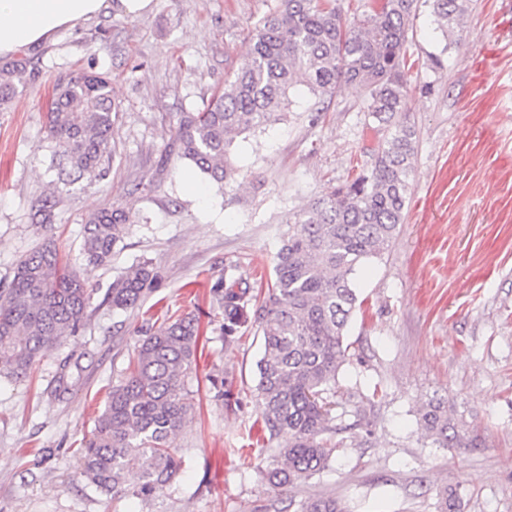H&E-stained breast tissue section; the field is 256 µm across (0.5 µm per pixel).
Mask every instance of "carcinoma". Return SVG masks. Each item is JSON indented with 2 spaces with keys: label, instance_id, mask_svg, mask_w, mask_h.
<instances>
[{
  "label": "carcinoma",
  "instance_id": "obj_1",
  "mask_svg": "<svg viewBox=\"0 0 512 512\" xmlns=\"http://www.w3.org/2000/svg\"><path fill=\"white\" fill-rule=\"evenodd\" d=\"M436 29L460 24L466 0H431ZM417 0H369L363 18L347 23L336 0H279L261 21L248 54L201 110L180 113L179 156L208 179L237 189L244 170L227 156L237 138L276 120L290 105L289 91L304 86L321 99L344 80L364 90L371 130L382 134L368 173L333 188L289 219L277 254L267 301L249 309L247 279L217 280L210 293L224 311V338L249 320L258 323L264 352L255 387L269 436L288 435L273 452L281 464L267 472L275 488H293L330 467L336 445L330 432L332 402L324 394L346 360L344 332L358 297L351 275L363 260L383 253L404 223L416 130L408 111L405 75L407 31ZM26 81L22 59L0 65V108ZM119 105L112 81L96 73L61 76L47 111L53 157L74 172L95 177L112 156ZM136 216L105 207L83 227L82 249L105 264ZM158 278L143 262L112 282L106 300L114 309L139 305ZM92 290L45 240L17 261L8 287L0 289V373L15 382L29 377L47 348L63 344L84 325ZM127 367L112 385L104 411L79 450L78 474L105 495L127 493L126 471L141 474L132 495L145 501L169 491L182 475V456L172 439L190 422L194 398L185 380L202 336L196 317L179 315L146 324ZM421 425L441 448L471 442L464 422L445 399L427 401ZM299 512H341L336 499L315 495Z\"/></svg>",
  "mask_w": 512,
  "mask_h": 512
}]
</instances>
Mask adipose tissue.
<instances>
[{
	"label": "adipose tissue",
	"instance_id": "obj_1",
	"mask_svg": "<svg viewBox=\"0 0 512 512\" xmlns=\"http://www.w3.org/2000/svg\"><path fill=\"white\" fill-rule=\"evenodd\" d=\"M151 0H0V57L53 42L99 14L138 16Z\"/></svg>",
	"mask_w": 512,
	"mask_h": 512
}]
</instances>
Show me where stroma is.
I'll return each instance as SVG.
<instances>
[{
    "label": "stroma",
    "mask_w": 512,
    "mask_h": 512,
    "mask_svg": "<svg viewBox=\"0 0 512 512\" xmlns=\"http://www.w3.org/2000/svg\"><path fill=\"white\" fill-rule=\"evenodd\" d=\"M276 4L153 0L143 15L102 14L19 50L27 82L0 111V289L48 237L93 294L78 335L46 349L25 381L0 377V512H266L275 502L268 450L288 438L261 429V334L251 322L225 341L210 287L241 276L266 289L289 216L370 169L378 142L363 90L343 84L324 111L303 92L281 120L237 138L230 158L249 178L235 199L179 158L180 112L223 88ZM408 37L416 148L405 220L351 276L360 306L329 395L338 451L291 497L330 496L344 512H439L448 488L461 512H512V0H467L447 38L419 0ZM91 71L112 77L115 152L102 177L64 182L51 165L47 98L59 74ZM45 201L54 219L42 227L31 215ZM109 205L138 221L111 262L92 264L83 226ZM144 260L156 289L112 309L109 286ZM190 312L204 335L186 380L197 411L173 440L185 474L146 503L100 494L78 478L77 450L140 327ZM434 396L462 414L470 447H437L422 429Z\"/></svg>",
    "instance_id": "stroma-1"
}]
</instances>
